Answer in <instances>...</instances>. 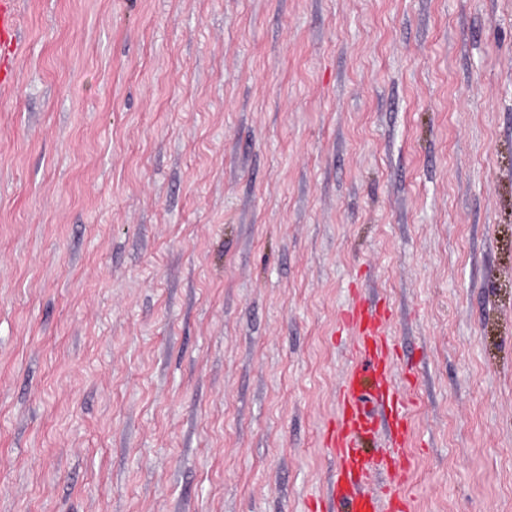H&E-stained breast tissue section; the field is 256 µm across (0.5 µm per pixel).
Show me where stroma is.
<instances>
[{"label": "stroma", "mask_w": 512, "mask_h": 512, "mask_svg": "<svg viewBox=\"0 0 512 512\" xmlns=\"http://www.w3.org/2000/svg\"><path fill=\"white\" fill-rule=\"evenodd\" d=\"M0 512H314L384 299L408 512H512V0H18Z\"/></svg>", "instance_id": "stroma-1"}]
</instances>
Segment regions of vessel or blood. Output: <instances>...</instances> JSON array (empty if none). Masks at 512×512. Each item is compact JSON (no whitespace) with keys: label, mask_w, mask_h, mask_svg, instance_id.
I'll return each mask as SVG.
<instances>
[{"label":"vessel or blood","mask_w":512,"mask_h":512,"mask_svg":"<svg viewBox=\"0 0 512 512\" xmlns=\"http://www.w3.org/2000/svg\"><path fill=\"white\" fill-rule=\"evenodd\" d=\"M17 0H0V84L15 79L12 61L18 51ZM345 324L353 336L352 365L342 385L338 412L325 439L336 461L329 493L320 501L322 512H383V501L366 488L376 466L371 448L380 431L394 453L386 463L389 482L398 503L408 481L403 448L410 401L400 393L392 377L393 348L384 310L358 300Z\"/></svg>","instance_id":"1"}]
</instances>
